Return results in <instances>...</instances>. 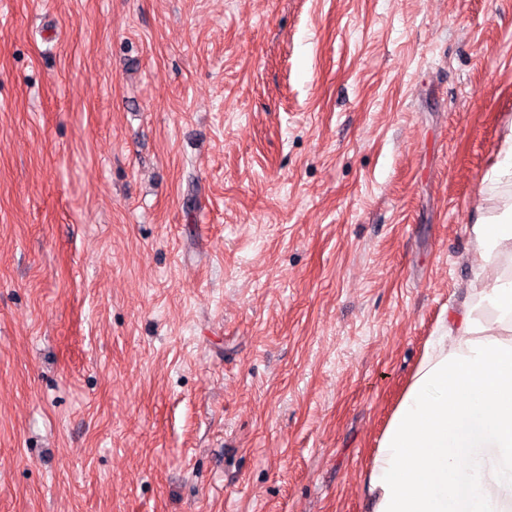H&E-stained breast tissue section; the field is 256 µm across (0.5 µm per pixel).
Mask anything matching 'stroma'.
Instances as JSON below:
<instances>
[{
	"instance_id": "obj_1",
	"label": "stroma",
	"mask_w": 512,
	"mask_h": 512,
	"mask_svg": "<svg viewBox=\"0 0 512 512\" xmlns=\"http://www.w3.org/2000/svg\"><path fill=\"white\" fill-rule=\"evenodd\" d=\"M509 119L512 0H0V512H364Z\"/></svg>"
}]
</instances>
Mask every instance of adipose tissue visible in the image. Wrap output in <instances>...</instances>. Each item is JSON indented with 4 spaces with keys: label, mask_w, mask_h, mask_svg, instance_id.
<instances>
[{
    "label": "adipose tissue",
    "mask_w": 512,
    "mask_h": 512,
    "mask_svg": "<svg viewBox=\"0 0 512 512\" xmlns=\"http://www.w3.org/2000/svg\"><path fill=\"white\" fill-rule=\"evenodd\" d=\"M470 286L426 341L363 483L366 512H512V123L483 178Z\"/></svg>",
    "instance_id": "1"
}]
</instances>
